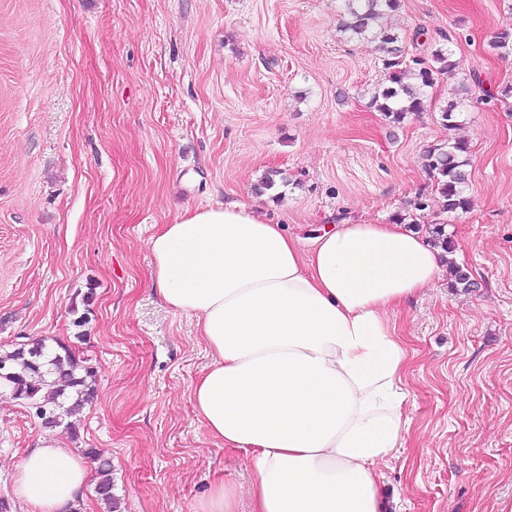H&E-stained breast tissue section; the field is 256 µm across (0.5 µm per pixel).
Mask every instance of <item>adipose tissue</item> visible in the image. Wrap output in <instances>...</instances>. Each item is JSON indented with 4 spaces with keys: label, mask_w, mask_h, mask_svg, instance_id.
Masks as SVG:
<instances>
[{
    "label": "adipose tissue",
    "mask_w": 512,
    "mask_h": 512,
    "mask_svg": "<svg viewBox=\"0 0 512 512\" xmlns=\"http://www.w3.org/2000/svg\"><path fill=\"white\" fill-rule=\"evenodd\" d=\"M148 246L158 295L212 357L195 406L246 454L255 512H392L379 468L403 446L409 354L387 313L439 279L441 249L394 221L342 223L305 250L241 204L186 212ZM86 479L47 439L15 493L25 512H74Z\"/></svg>",
    "instance_id": "adipose-tissue-1"
}]
</instances>
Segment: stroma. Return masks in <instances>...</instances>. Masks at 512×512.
<instances>
[{
    "label": "stroma",
    "mask_w": 512,
    "mask_h": 512,
    "mask_svg": "<svg viewBox=\"0 0 512 512\" xmlns=\"http://www.w3.org/2000/svg\"><path fill=\"white\" fill-rule=\"evenodd\" d=\"M342 0H0V351L79 350L96 393L75 433L0 389V498L50 437L112 462L121 512H197L219 483L251 512L242 451L210 436L192 388L210 357L159 298L150 237L185 209L239 203L310 244L343 221L447 225L448 275L390 311L411 354L404 445L381 465L400 512L512 504V0H400L406 52L453 42L460 68L402 124L371 104L376 43L342 32ZM465 97L466 212L443 213L423 151ZM282 171L281 197L256 194ZM426 195L425 211L412 200Z\"/></svg>",
    "instance_id": "1"
}]
</instances>
